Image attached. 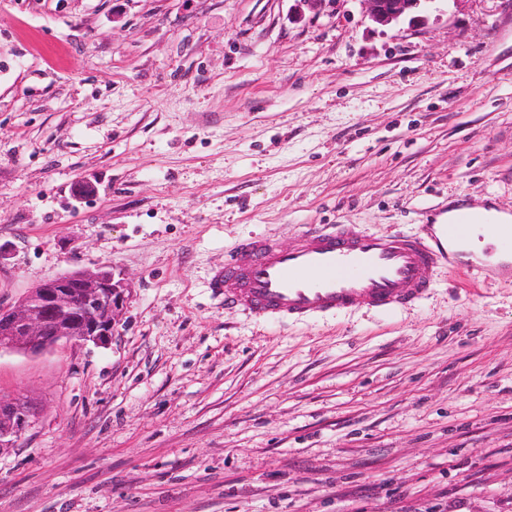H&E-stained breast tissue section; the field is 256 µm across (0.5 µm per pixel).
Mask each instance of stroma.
<instances>
[{
  "label": "stroma",
  "instance_id": "35a3bbf8",
  "mask_svg": "<svg viewBox=\"0 0 512 512\" xmlns=\"http://www.w3.org/2000/svg\"><path fill=\"white\" fill-rule=\"evenodd\" d=\"M87 193H78V186ZM512 214V0H0V304L111 265L103 347L0 352V512H512V276L228 313L237 244ZM366 5V16L374 24L389 26L409 17L417 21L423 17L420 13L434 0H362ZM35 421V411L28 401L0 399V452L4 448H12L17 439L34 426Z\"/></svg>",
  "mask_w": 512,
  "mask_h": 512
}]
</instances>
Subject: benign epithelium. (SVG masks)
<instances>
[{
  "label": "benign epithelium",
  "mask_w": 512,
  "mask_h": 512,
  "mask_svg": "<svg viewBox=\"0 0 512 512\" xmlns=\"http://www.w3.org/2000/svg\"><path fill=\"white\" fill-rule=\"evenodd\" d=\"M366 16L380 26L406 18L422 19L420 12L434 0H361ZM127 301L123 279L102 265L40 281L19 302L0 305V351L36 353L60 342L105 346ZM36 421L28 401L0 400V451L11 448Z\"/></svg>",
  "instance_id": "1"
}]
</instances>
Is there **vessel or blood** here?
Returning a JSON list of instances; mask_svg holds the SVG:
<instances>
[{"instance_id":"1","label":"vessel or blood","mask_w":512,"mask_h":512,"mask_svg":"<svg viewBox=\"0 0 512 512\" xmlns=\"http://www.w3.org/2000/svg\"><path fill=\"white\" fill-rule=\"evenodd\" d=\"M462 229L442 225L436 238L426 224L406 235L311 225L288 249L254 237L235 247L212 286L227 308L273 323L361 308L388 312L426 294L438 266L454 260L442 241H460Z\"/></svg>"}]
</instances>
